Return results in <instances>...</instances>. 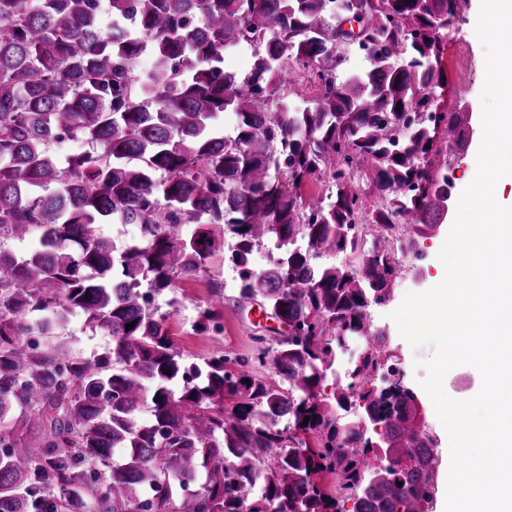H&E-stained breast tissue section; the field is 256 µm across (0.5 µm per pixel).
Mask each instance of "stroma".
<instances>
[{
	"label": "stroma",
	"mask_w": 512,
	"mask_h": 512,
	"mask_svg": "<svg viewBox=\"0 0 512 512\" xmlns=\"http://www.w3.org/2000/svg\"><path fill=\"white\" fill-rule=\"evenodd\" d=\"M460 30L456 40L447 42L445 55L460 56V64H444L448 84L452 89V98L447 103L449 111L457 113L462 126L472 129L473 145L482 139V124L479 113L480 94L484 84L485 50L476 40L471 28L475 19L477 0H460ZM467 71V80H460V71ZM450 223H443L439 232L421 243L424 259L418 265L423 269L422 281H414L411 276L398 279L394 287V298L387 305L371 308L374 326L386 329L392 345L397 350L400 367L405 381L412 389H419L420 379L426 375L424 368L417 362L429 358L433 349L429 346L412 348L400 335L396 324L389 314L400 305L406 292L424 291L434 285V278L441 266L438 252L449 230ZM227 250H220L210 257L204 271L195 279L181 280L176 285L172 298L160 297L156 305L166 314L165 327L174 348L187 361L199 362L202 359L230 352L247 356L254 349L255 336L268 335L276 323L259 306L238 309L232 302L235 294L236 271L227 260ZM223 293L225 302L216 308L215 320L207 328H200L202 312L212 305L216 293Z\"/></svg>",
	"instance_id": "obj_1"
}]
</instances>
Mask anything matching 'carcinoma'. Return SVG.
Segmentation results:
<instances>
[{
    "instance_id": "cac0c4a2",
    "label": "carcinoma",
    "mask_w": 512,
    "mask_h": 512,
    "mask_svg": "<svg viewBox=\"0 0 512 512\" xmlns=\"http://www.w3.org/2000/svg\"><path fill=\"white\" fill-rule=\"evenodd\" d=\"M110 3L105 32L97 0H0V512H423L434 442L414 398L366 387L397 359L368 311L442 223L438 156L466 143L454 112L416 120L440 107L458 0ZM244 41L257 45L240 79L224 47ZM353 41L369 65L343 81ZM312 64L314 107L290 112ZM223 112L232 137L212 124ZM63 136L91 149L62 161ZM313 180L324 195L306 202ZM114 221L142 240L117 246L102 233ZM213 224L234 240L235 306L260 303L279 329L249 359L188 364L146 296L204 271ZM36 228L27 254L8 246ZM266 244L276 256L257 271L247 254ZM74 309L111 345L67 348ZM267 363L275 379L251 373ZM370 439L408 467L377 469Z\"/></svg>"
}]
</instances>
